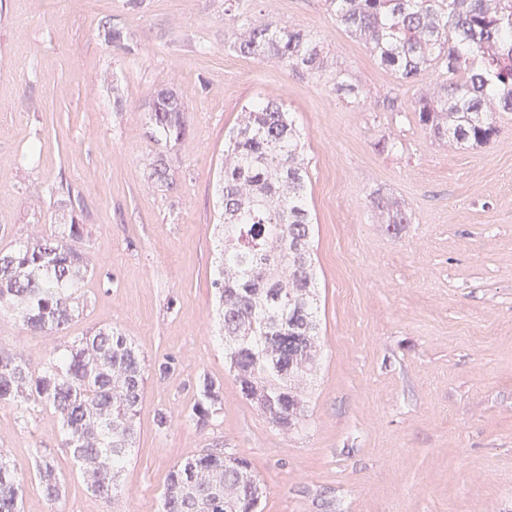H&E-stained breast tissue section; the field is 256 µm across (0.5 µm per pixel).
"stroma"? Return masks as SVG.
<instances>
[{"mask_svg": "<svg viewBox=\"0 0 512 512\" xmlns=\"http://www.w3.org/2000/svg\"><path fill=\"white\" fill-rule=\"evenodd\" d=\"M224 8L0 0V249L73 218L94 269L67 329L44 336L0 313V348L37 367L107 326L147 364L173 366L146 381L107 505L62 447L53 410L0 404V448L28 479L22 512H159L173 467L218 442L263 480L262 512H512V112L497 115L487 146L434 139L407 117L428 79L399 83L324 0L248 3L255 20L317 39L319 77L230 50ZM109 27L120 46L105 41ZM338 73L364 105L337 94ZM163 88L187 107L176 142L148 116ZM260 96L292 113L309 160L321 357L307 421L289 436L229 373L212 285L224 141ZM159 157L164 183L148 178ZM379 197L409 223L389 226ZM205 374L223 396L202 427L186 411ZM39 450L64 477L59 500L33 478Z\"/></svg>", "mask_w": 512, "mask_h": 512, "instance_id": "obj_1", "label": "stroma"}]
</instances>
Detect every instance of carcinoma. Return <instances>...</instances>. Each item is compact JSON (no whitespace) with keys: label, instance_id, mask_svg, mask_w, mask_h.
<instances>
[{"label":"carcinoma","instance_id":"obj_1","mask_svg":"<svg viewBox=\"0 0 512 512\" xmlns=\"http://www.w3.org/2000/svg\"><path fill=\"white\" fill-rule=\"evenodd\" d=\"M336 25L361 42L403 83L436 72L433 91L417 97L413 116L437 139L482 147L497 134L494 115L512 112V0H325ZM230 48L242 56H274L319 74V43L301 29L229 15ZM336 91L356 105L362 88L336 74ZM167 139L186 130L182 98L150 106ZM308 162L295 121L283 105L259 98L245 107L224 143L222 249L213 287L222 305L224 355L241 392L288 434L307 417L309 384L320 357L317 292L311 258L312 217L306 207ZM375 205L391 223L409 217L384 198ZM83 227L66 224L0 250V309L27 329L56 335L79 316L89 263ZM149 368L120 333L100 328L56 349L39 371L20 353L0 349V403L59 416L62 446L87 488L112 498L136 442V418ZM221 383L205 375L187 416L204 426L219 411ZM292 417L288 427L277 415ZM35 479L49 498L62 479L41 454ZM24 478L0 452V512H21ZM265 488L244 457L216 443L174 466L161 512H259Z\"/></svg>","mask_w":512,"mask_h":512}]
</instances>
